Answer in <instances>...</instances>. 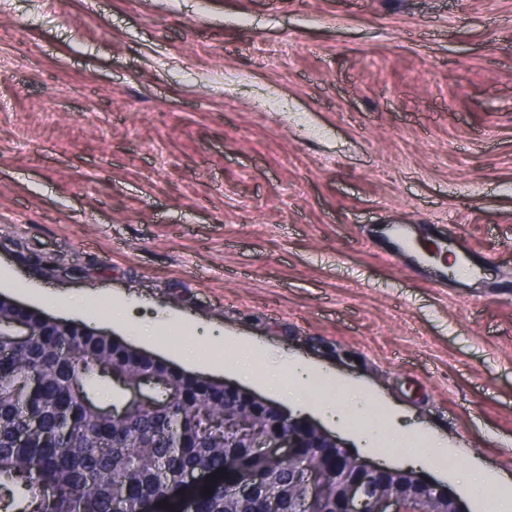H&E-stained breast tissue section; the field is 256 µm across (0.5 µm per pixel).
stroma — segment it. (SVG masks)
<instances>
[{
    "mask_svg": "<svg viewBox=\"0 0 512 512\" xmlns=\"http://www.w3.org/2000/svg\"><path fill=\"white\" fill-rule=\"evenodd\" d=\"M386 224L488 264L411 273L369 244ZM509 282L512 0L0 8V294L268 399L304 359L322 398L356 384L512 480ZM426 473L469 512L504 494ZM452 248L462 266L471 270L473 274L481 271L482 265L485 264L484 258L472 245L456 239L452 243Z\"/></svg>",
    "mask_w": 512,
    "mask_h": 512,
    "instance_id": "1",
    "label": "stroma"
}]
</instances>
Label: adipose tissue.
Listing matches in <instances>:
<instances>
[{
    "mask_svg": "<svg viewBox=\"0 0 512 512\" xmlns=\"http://www.w3.org/2000/svg\"><path fill=\"white\" fill-rule=\"evenodd\" d=\"M289 384L281 386L277 376L271 375L267 383L271 389H284L285 400L295 406L314 405L327 423H336L352 429L360 447H375L379 435H386L390 447H406L411 439L408 431L392 427L389 418L377 414L373 401L361 390L346 388L342 399L337 401L314 400V367L299 359L288 362Z\"/></svg>",
    "mask_w": 512,
    "mask_h": 512,
    "instance_id": "adipose-tissue-1",
    "label": "adipose tissue"
}]
</instances>
